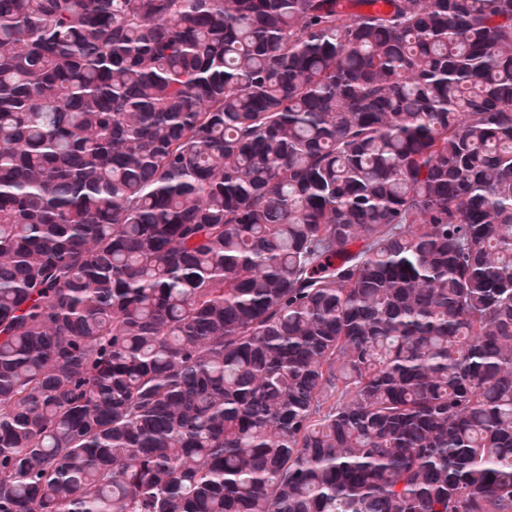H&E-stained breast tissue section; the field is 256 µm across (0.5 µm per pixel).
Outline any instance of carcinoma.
<instances>
[{"instance_id": "1", "label": "carcinoma", "mask_w": 512, "mask_h": 512, "mask_svg": "<svg viewBox=\"0 0 512 512\" xmlns=\"http://www.w3.org/2000/svg\"><path fill=\"white\" fill-rule=\"evenodd\" d=\"M0 512H512V0H0Z\"/></svg>"}]
</instances>
